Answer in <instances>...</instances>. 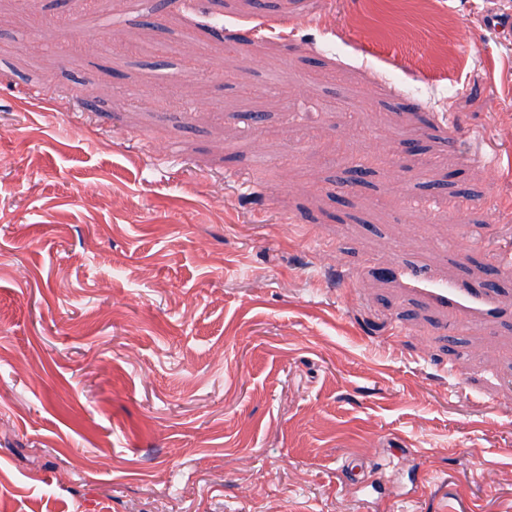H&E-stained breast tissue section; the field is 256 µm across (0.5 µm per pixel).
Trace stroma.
<instances>
[{
  "label": "stroma",
  "mask_w": 512,
  "mask_h": 512,
  "mask_svg": "<svg viewBox=\"0 0 512 512\" xmlns=\"http://www.w3.org/2000/svg\"><path fill=\"white\" fill-rule=\"evenodd\" d=\"M106 8L0 0V498L512 512V0Z\"/></svg>",
  "instance_id": "1"
}]
</instances>
